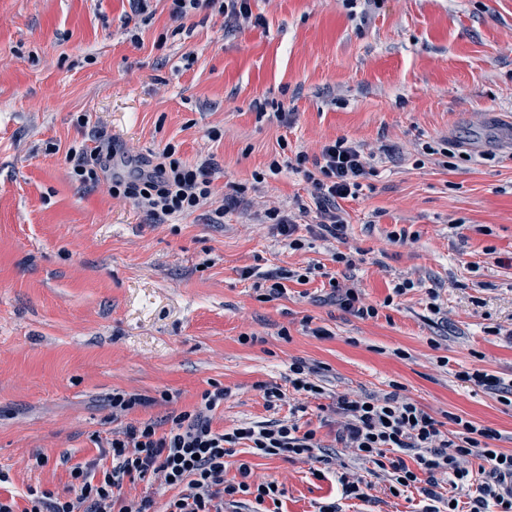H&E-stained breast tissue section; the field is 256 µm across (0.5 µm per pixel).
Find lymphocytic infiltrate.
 Instances as JSON below:
<instances>
[{"label":"lymphocytic infiltrate","instance_id":"f902f5d3","mask_svg":"<svg viewBox=\"0 0 512 512\" xmlns=\"http://www.w3.org/2000/svg\"><path fill=\"white\" fill-rule=\"evenodd\" d=\"M203 10L223 16L229 28L265 22L263 16L253 14L251 0H171L170 16L179 21ZM92 141L91 148L69 149L66 159L72 179L81 186H93L101 174L110 173L112 197L132 200L150 223L166 224L194 213L213 195L217 168L212 161L187 163L169 144L153 160L127 156L123 171L118 172L114 169L115 140L96 133ZM374 161V154L364 153L344 138L323 145L313 157L299 152L291 160H271L267 173H255V182H264L266 174H279L282 168H294L311 184V201L298 203L294 215L269 207L260 214L261 223L272 225L294 250L302 247L295 236L300 216H313L320 236L343 237L347 226L341 203L355 197L362 179L374 174ZM224 396L219 385L204 391L198 406L170 416V427L164 432L148 421L127 426L107 439L98 459L71 467L69 495L31 488L22 506L14 497H0V512H154L150 496L128 497L125 487L156 479L166 481L174 491L165 512H224L225 506H237L247 496L255 503L253 512H267L266 501H279L285 491L271 481L253 480L246 462L239 463L237 479H225V458L237 445H247L251 454L261 457L331 463L316 430H301L289 420L244 423L229 432L213 430L212 413ZM336 411L344 418L340 442L362 460L390 471L397 495L423 485L428 500L425 512H460L450 498L438 492L435 474L439 471L447 473L454 487L475 482L468 512H512V494L505 490L512 479V453L491 447V440L498 437L495 430L458 416L456 432L445 433L438 420L395 392L380 400L341 396ZM407 453L413 454V464L405 463ZM471 457L488 465L481 480H474L466 466Z\"/></svg>","mask_w":512,"mask_h":512}]
</instances>
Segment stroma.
Wrapping results in <instances>:
<instances>
[{"label":"stroma","mask_w":512,"mask_h":512,"mask_svg":"<svg viewBox=\"0 0 512 512\" xmlns=\"http://www.w3.org/2000/svg\"><path fill=\"white\" fill-rule=\"evenodd\" d=\"M169 6L149 0L137 14L130 0H0L6 488L66 492L70 467L98 456L96 438L166 423L215 382L226 396L214 430L293 418L334 457L317 476L306 460L241 445L226 479L248 461L284 487L279 512L334 501L342 512H422L421 491L392 497L389 473L370 476L337 439L342 417L325 410L341 395L395 391L445 431L454 414L495 429L494 447L512 452V405L457 377L480 369L512 385V153L492 118L512 115V0H373L363 16L341 0H252L265 25L233 29L207 11L175 22ZM270 101L288 109V124L259 113ZM92 129L146 159L169 144L189 163L213 159L210 203L151 224L106 184L79 186L66 154ZM339 138L376 153L377 173L343 201V238L302 221L304 246L289 249L256 216L271 202L295 210L311 186L288 168L259 185L253 175L275 155H314ZM428 145L451 149V167ZM240 184L245 203L210 223ZM400 230L406 241L391 242ZM337 252L354 267L334 262ZM247 267L310 276L262 301ZM332 275L378 318L331 299ZM405 280L413 288L395 295ZM296 359L318 366L323 395L292 389ZM264 383L284 392L277 406L267 407ZM116 390L151 403L113 418ZM343 473L370 480L368 499L342 498Z\"/></svg>","instance_id":"obj_1"}]
</instances>
